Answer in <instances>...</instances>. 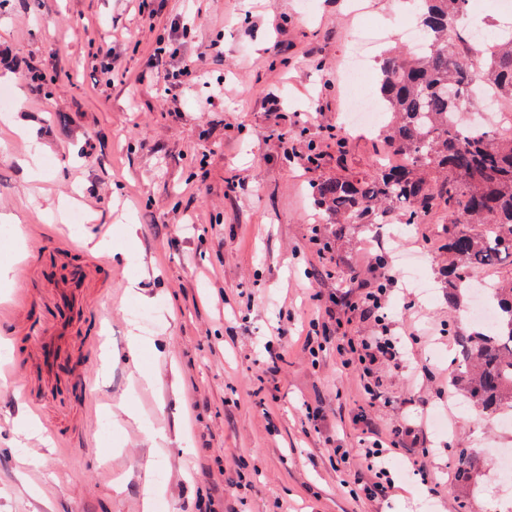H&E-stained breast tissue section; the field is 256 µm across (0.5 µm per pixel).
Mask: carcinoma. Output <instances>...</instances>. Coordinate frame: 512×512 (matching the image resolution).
<instances>
[{
  "mask_svg": "<svg viewBox=\"0 0 512 512\" xmlns=\"http://www.w3.org/2000/svg\"><path fill=\"white\" fill-rule=\"evenodd\" d=\"M419 15L425 50L389 49L378 59L377 96L389 119L378 129L385 147L408 157L381 163L364 177L324 179L315 204L332 224H373L398 210L406 224L448 216L442 269L448 303L459 305L470 270L512 258V127L468 138L450 115L470 81L492 80L512 97V35L487 40L476 59L459 26L465 0H409ZM501 317L495 331L457 336L450 384L484 412L512 408V283L488 284Z\"/></svg>",
  "mask_w": 512,
  "mask_h": 512,
  "instance_id": "carcinoma-1",
  "label": "carcinoma"
}]
</instances>
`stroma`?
<instances>
[{"label": "stroma", "instance_id": "1", "mask_svg": "<svg viewBox=\"0 0 512 512\" xmlns=\"http://www.w3.org/2000/svg\"><path fill=\"white\" fill-rule=\"evenodd\" d=\"M363 2L359 20L350 0H0V85L19 95L0 121V214L22 213L21 236L0 234V262L35 270L28 319L45 322L56 285L85 260L79 228L58 216L61 200L77 196L124 252L85 288L112 327L108 347L84 343L92 323L75 322L47 375L34 340L18 332L7 342L28 392L0 383V512H143L148 480L167 512H496L495 451L512 448V428L449 385L453 334L469 324L439 273L447 216L411 225L393 244L386 232L400 216L339 228L312 198L314 183L375 169L371 133L342 120L346 51L363 23L384 46L403 38L400 0ZM178 20L190 29L169 67L208 76L172 90L149 60ZM106 52L107 80L97 70ZM330 128L348 143L345 159ZM284 131L302 154L316 150L319 165L285 158ZM29 154L41 179L27 180L19 164ZM128 222L137 226L131 240ZM182 224L194 232L180 234ZM316 229L330 252L310 244ZM60 234L76 252L57 249ZM400 252L425 257L434 292L426 300L399 281L387 320L434 333L408 344L409 368L376 369L385 402L371 408L358 378L341 372L333 340L370 335L376 324L357 317L337 328L339 299L377 287ZM134 308L155 322L135 359ZM283 316L291 348L271 376L265 345ZM314 320L330 338L315 357L304 349ZM102 365L104 378L76 390L74 373ZM137 369L153 388L132 389ZM124 401L139 421L120 418L104 436V409ZM405 424L415 447L428 449L439 487L413 474L404 449L390 464L389 496L352 497L348 486L366 466L352 455L337 469L334 448L357 447L363 429ZM161 427L168 440L152 447ZM462 451L477 461L471 472L451 465Z\"/></svg>", "mask_w": 512, "mask_h": 512}]
</instances>
